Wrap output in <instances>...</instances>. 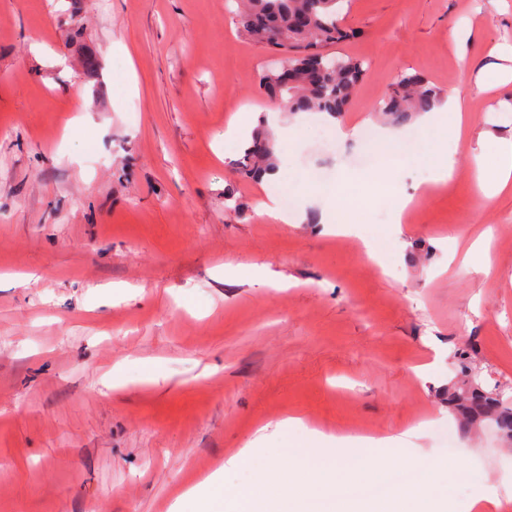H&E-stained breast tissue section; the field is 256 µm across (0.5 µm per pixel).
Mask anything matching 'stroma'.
Masks as SVG:
<instances>
[{"mask_svg":"<svg viewBox=\"0 0 512 512\" xmlns=\"http://www.w3.org/2000/svg\"><path fill=\"white\" fill-rule=\"evenodd\" d=\"M233 0H0V512H169L256 431L289 416L337 436L407 433L378 465L449 461L450 512L496 493L512 512V444L449 414L457 350L512 386V193L486 195L512 134V0H345L360 30L340 54L366 74L340 117L382 120L403 72L459 96L469 131L449 140L448 184L378 266L351 237L257 213L258 182L224 132L271 118L270 50L242 37ZM50 53L38 51V44ZM99 69L88 78L86 55ZM305 113L279 168L308 206L323 180L388 221L392 188L424 175L417 150L360 167L358 140L320 145ZM235 184L242 214L224 210ZM490 240L487 271L462 249ZM265 265L271 280L225 279ZM159 361L166 384L146 382ZM121 365L126 381L101 379Z\"/></svg>","mask_w":512,"mask_h":512,"instance_id":"1","label":"stroma"}]
</instances>
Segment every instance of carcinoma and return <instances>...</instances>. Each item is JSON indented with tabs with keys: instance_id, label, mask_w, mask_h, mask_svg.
Returning <instances> with one entry per match:
<instances>
[{
	"instance_id": "obj_1",
	"label": "carcinoma",
	"mask_w": 512,
	"mask_h": 512,
	"mask_svg": "<svg viewBox=\"0 0 512 512\" xmlns=\"http://www.w3.org/2000/svg\"><path fill=\"white\" fill-rule=\"evenodd\" d=\"M343 0H238L237 25L249 40L281 56L277 69L266 70L259 85L283 111L326 112L338 117L360 84L364 63L330 51L353 36L341 24ZM443 102L441 93L420 73H402L376 104L375 111L396 127L411 124ZM276 141L262 121L250 135L239 162L247 178L276 170ZM457 381L448 385V411L469 431L492 423L502 438L512 440V395L488 386L466 352L458 357Z\"/></svg>"
}]
</instances>
